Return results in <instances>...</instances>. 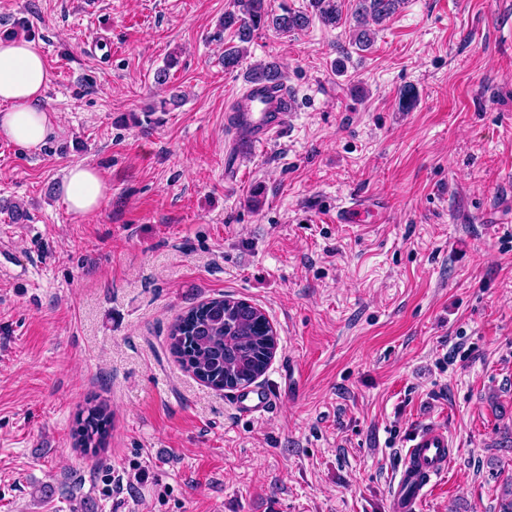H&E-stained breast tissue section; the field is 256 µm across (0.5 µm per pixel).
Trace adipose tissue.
I'll return each instance as SVG.
<instances>
[{
	"instance_id": "obj_1",
	"label": "adipose tissue",
	"mask_w": 512,
	"mask_h": 512,
	"mask_svg": "<svg viewBox=\"0 0 512 512\" xmlns=\"http://www.w3.org/2000/svg\"><path fill=\"white\" fill-rule=\"evenodd\" d=\"M51 73L41 48L32 41L0 39V136L27 150L42 149L59 117L43 105ZM109 186L93 167L77 163L66 175L65 202L70 212L96 214Z\"/></svg>"
}]
</instances>
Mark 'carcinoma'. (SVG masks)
Instances as JSON below:
<instances>
[{
  "label": "carcinoma",
  "instance_id": "1",
  "mask_svg": "<svg viewBox=\"0 0 512 512\" xmlns=\"http://www.w3.org/2000/svg\"><path fill=\"white\" fill-rule=\"evenodd\" d=\"M403 0H356L352 44L363 50L374 41V29L390 20ZM235 10L224 14L220 33L229 31L239 42L224 49V70L233 72L241 65L244 44L252 41L254 32L271 27L288 34L303 30L316 19L327 27L337 26L342 19L340 0H309L305 11L283 8L275 14L267 0H234ZM251 82L281 86L280 64L259 63L248 72ZM276 337L269 319L250 303L228 297L212 298L178 316L172 324L167 346L170 354L206 386L224 390L229 380L238 388L248 387L267 370L275 351L268 347ZM112 412L102 401L89 404L77 420L73 436L75 447L94 448L107 445Z\"/></svg>",
  "mask_w": 512,
  "mask_h": 512
}]
</instances>
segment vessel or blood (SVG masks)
I'll return each mask as SVG.
<instances>
[{"label": "vessel or blood", "instance_id": "b4317fda", "mask_svg": "<svg viewBox=\"0 0 512 512\" xmlns=\"http://www.w3.org/2000/svg\"><path fill=\"white\" fill-rule=\"evenodd\" d=\"M291 110L286 89L264 84L248 85L232 102L230 118L241 147L271 140L283 126ZM274 394L266 389L239 392L235 407L245 417H257L274 404ZM407 451L394 478L392 512H417L426 486L432 478L447 472L451 461V441L445 426L428 424L416 429L405 441Z\"/></svg>", "mask_w": 512, "mask_h": 512}]
</instances>
